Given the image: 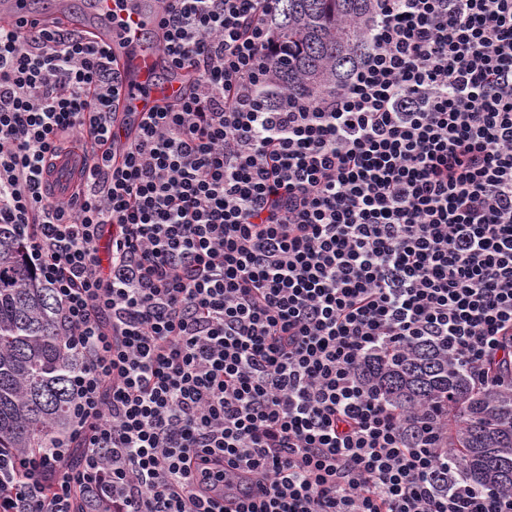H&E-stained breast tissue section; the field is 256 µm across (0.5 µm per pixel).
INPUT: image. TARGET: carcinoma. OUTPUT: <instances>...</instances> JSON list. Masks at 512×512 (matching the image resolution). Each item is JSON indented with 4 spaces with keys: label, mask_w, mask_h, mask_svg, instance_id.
<instances>
[{
    "label": "carcinoma",
    "mask_w": 512,
    "mask_h": 512,
    "mask_svg": "<svg viewBox=\"0 0 512 512\" xmlns=\"http://www.w3.org/2000/svg\"><path fill=\"white\" fill-rule=\"evenodd\" d=\"M376 0H276L270 23L281 50L257 89L269 103L293 90L345 86L368 48ZM13 224H0V448L29 455L69 427V388L80 368L66 346L57 300L24 261ZM365 383L408 415L448 417V455L475 489H512V385L479 389L437 346L372 354Z\"/></svg>",
    "instance_id": "obj_1"
}]
</instances>
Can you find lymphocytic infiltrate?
Masks as SVG:
<instances>
[{
    "mask_svg": "<svg viewBox=\"0 0 512 512\" xmlns=\"http://www.w3.org/2000/svg\"><path fill=\"white\" fill-rule=\"evenodd\" d=\"M274 2L166 0L189 90L119 131L106 50L0 25V224L81 358L68 431L0 448V512H227L242 472L236 512H512L359 375L431 342L512 383V0H378L348 85L270 105ZM55 163L49 181L55 185V197L61 200H68L71 197V191L67 188L70 185V177L75 166L73 157H61L58 160H49Z\"/></svg>",
    "mask_w": 512,
    "mask_h": 512,
    "instance_id": "f902f5d3",
    "label": "lymphocytic infiltrate"
}]
</instances>
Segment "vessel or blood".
<instances>
[{"mask_svg": "<svg viewBox=\"0 0 512 512\" xmlns=\"http://www.w3.org/2000/svg\"><path fill=\"white\" fill-rule=\"evenodd\" d=\"M161 14L159 0H0V16L20 32L57 21L107 48L119 77L114 110L120 121L133 112L153 111L184 92L181 71L160 50ZM74 166V158L56 160L49 176L56 198H70Z\"/></svg>", "mask_w": 512, "mask_h": 512, "instance_id": "1", "label": "vessel or blood"}]
</instances>
